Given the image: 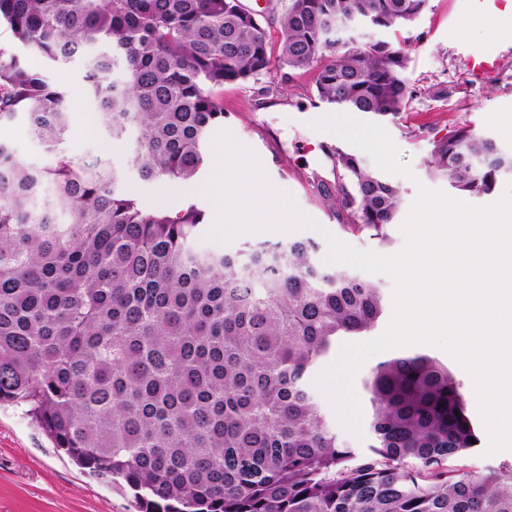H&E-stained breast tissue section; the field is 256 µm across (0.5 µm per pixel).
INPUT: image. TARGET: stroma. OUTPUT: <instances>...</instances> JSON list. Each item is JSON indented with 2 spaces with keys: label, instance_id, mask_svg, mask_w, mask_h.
Instances as JSON below:
<instances>
[{
  "label": "stroma",
  "instance_id": "1",
  "mask_svg": "<svg viewBox=\"0 0 512 512\" xmlns=\"http://www.w3.org/2000/svg\"><path fill=\"white\" fill-rule=\"evenodd\" d=\"M492 13L481 0H429V7L400 39L412 44L409 76L414 98L397 118L383 120L396 145L401 163L412 175H389L402 197L400 216H407L419 187L449 191L447 180L427 170L435 140L470 126L494 137L512 150V40L497 34L488 24ZM499 48V69L480 79L472 78L466 58L484 48ZM71 108V126L88 125L83 138L68 136L64 147L80 158L100 156L125 172V187L147 210L174 209L195 203L204 213L194 244L204 251L233 253L243 242H277L309 239L326 256V234L361 251L391 255L402 249L399 224L389 228L388 241L369 234L341 232L348 215L334 194L339 178L329 149L354 152V145L335 133L319 129L320 121L336 115L334 106L314 95L312 75L303 71L276 69L241 84L224 88L223 124L213 127L207 138V165L200 183L222 178L220 158L240 149L242 171H259L266 188L285 194L294 220L283 230L264 227L266 206L252 204L249 232L231 224L215 223L220 201L205 193L187 191L185 183L144 181L129 167L132 149L128 139H115L102 123L101 110L89 93L80 65L60 69ZM0 512H137L132 495L81 468L63 450L55 448L44 432L22 409L0 406Z\"/></svg>",
  "mask_w": 512,
  "mask_h": 512
}]
</instances>
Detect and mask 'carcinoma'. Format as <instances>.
<instances>
[{
  "label": "carcinoma",
  "mask_w": 512,
  "mask_h": 512,
  "mask_svg": "<svg viewBox=\"0 0 512 512\" xmlns=\"http://www.w3.org/2000/svg\"><path fill=\"white\" fill-rule=\"evenodd\" d=\"M428 2L289 0L275 44L241 0H0V26L44 62L84 61L106 129L135 134L142 180L190 182L224 122V86L276 67L312 72L323 103L397 117L415 93L410 46L361 42L347 23L395 32ZM21 114L52 163L0 141V405L25 407L77 465L133 490L139 512H512V466L463 464L477 431L429 355L371 368L368 452L338 441L307 375L337 336L375 326L379 284L323 270L311 240L194 248L203 211H146L123 168L61 150L66 92L0 46V126ZM333 155L341 230L387 240L399 189ZM428 167L488 195L512 153L463 127Z\"/></svg>",
  "instance_id": "cac0c4a2"
}]
</instances>
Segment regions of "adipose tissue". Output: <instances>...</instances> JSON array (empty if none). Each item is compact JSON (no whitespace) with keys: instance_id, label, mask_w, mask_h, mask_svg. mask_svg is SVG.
Listing matches in <instances>:
<instances>
[{"instance_id":"1","label":"adipose tissue","mask_w":512,"mask_h":512,"mask_svg":"<svg viewBox=\"0 0 512 512\" xmlns=\"http://www.w3.org/2000/svg\"><path fill=\"white\" fill-rule=\"evenodd\" d=\"M223 165V180L205 185L204 190L222 198L226 215L233 218L238 227H246L251 220L252 202L266 195V189L255 174L240 171L236 156H226Z\"/></svg>"}]
</instances>
